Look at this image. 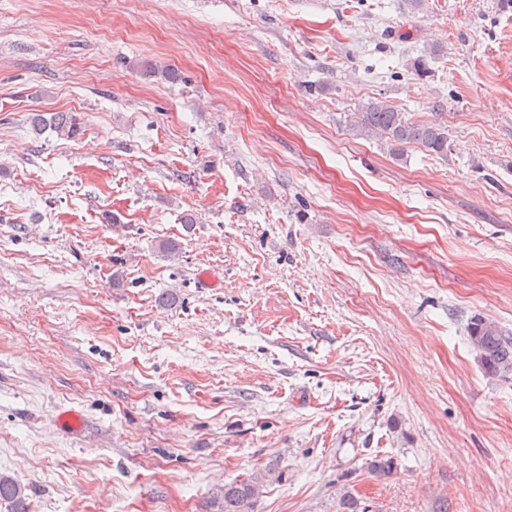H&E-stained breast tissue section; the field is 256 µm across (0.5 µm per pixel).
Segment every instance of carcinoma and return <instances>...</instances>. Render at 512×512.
Listing matches in <instances>:
<instances>
[{
    "instance_id": "obj_1",
    "label": "carcinoma",
    "mask_w": 512,
    "mask_h": 512,
    "mask_svg": "<svg viewBox=\"0 0 512 512\" xmlns=\"http://www.w3.org/2000/svg\"><path fill=\"white\" fill-rule=\"evenodd\" d=\"M442 52L441 45L431 46L424 55L411 60L410 69L421 78L427 76V58ZM350 116L348 123L359 135L386 143L395 154L408 145L417 144L437 155H448L446 126L437 121L412 122L406 118L405 113L381 98H371L362 103ZM30 123L32 132L37 136L49 129L60 138L75 139L82 129L79 118L72 112H55L48 117L35 112L31 115ZM468 333L487 373L496 375L512 372L511 331L493 321L475 316L470 320ZM272 474L274 470L270 468L248 479L225 484L220 490V496L224 499V512H253L255 503L262 496L267 477ZM0 500L9 502L13 512H28L25 488L5 474H0Z\"/></svg>"
}]
</instances>
